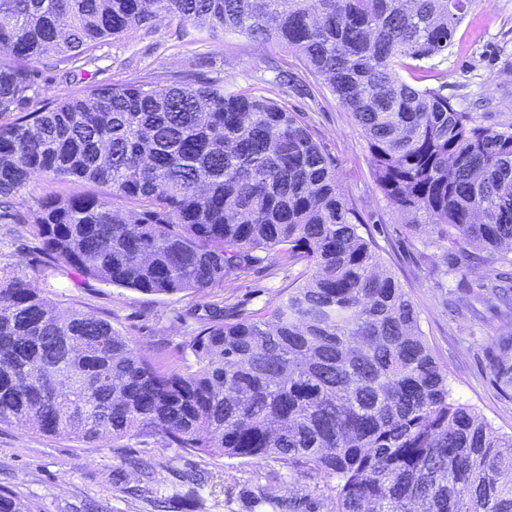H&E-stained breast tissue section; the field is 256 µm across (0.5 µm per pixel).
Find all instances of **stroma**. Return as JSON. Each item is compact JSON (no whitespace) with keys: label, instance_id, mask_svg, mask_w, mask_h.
<instances>
[{"label":"stroma","instance_id":"stroma-1","mask_svg":"<svg viewBox=\"0 0 512 512\" xmlns=\"http://www.w3.org/2000/svg\"><path fill=\"white\" fill-rule=\"evenodd\" d=\"M175 31L170 25L103 44L86 69L85 88L125 81L162 87L171 77L200 72L225 90L276 99L281 95L276 69H303L293 54L273 44L259 45L238 34L214 42L199 31L193 41H181ZM441 67L448 72L447 94L457 108L474 113L486 126L512 125V0H480L458 27ZM288 105L311 117L317 139L336 161L341 192L364 202L384 266L411 297L453 398L511 434L512 401L493 385L487 353L501 322L489 309L458 316L454 304L446 302L450 295L454 303L466 302L486 268L475 264L445 278L433 274V267L444 264L442 251L425 245L424 235L404 224L376 190L367 144L351 114L324 87L289 98ZM303 271L302 265L285 264L274 255L197 295H145L54 273L43 264L27 226L11 216L0 218V274L29 275L60 308L110 317L142 354L171 363L190 361L187 340L214 309L268 313L301 283ZM327 484L320 476L295 477L270 460L244 462L136 440L92 450L64 437L0 426V492L17 496L30 512H272L256 497L261 489L279 499L307 498L313 512H332Z\"/></svg>","mask_w":512,"mask_h":512}]
</instances>
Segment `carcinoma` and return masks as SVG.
Here are the masks:
<instances>
[{
    "label": "carcinoma",
    "instance_id": "cac0c4a2",
    "mask_svg": "<svg viewBox=\"0 0 512 512\" xmlns=\"http://www.w3.org/2000/svg\"><path fill=\"white\" fill-rule=\"evenodd\" d=\"M473 3L0 0V198L34 176L109 189L16 214L48 267L159 296L200 294L272 253L306 275L267 316L213 315L187 342L194 363L169 368L110 318L1 275L0 425L270 459L335 480L333 512H512V434L452 398L335 161L288 108L310 82L327 87L379 193L414 230L436 229L438 273L488 268L467 307L500 314L492 382L512 400V280L498 270L512 265V125L457 109L433 63ZM173 20L180 38L274 43L311 81L279 71V102L201 73L163 88L75 82L102 43ZM43 58L74 81L52 104Z\"/></svg>",
    "mask_w": 512,
    "mask_h": 512
}]
</instances>
